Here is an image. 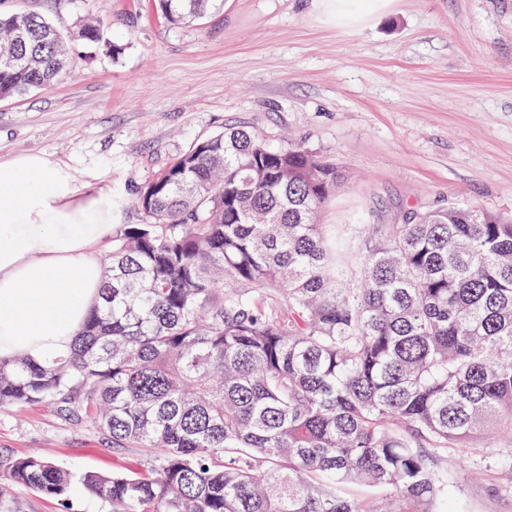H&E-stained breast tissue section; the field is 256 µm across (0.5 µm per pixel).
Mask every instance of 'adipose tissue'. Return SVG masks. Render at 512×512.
I'll list each match as a JSON object with an SVG mask.
<instances>
[{"label": "adipose tissue", "mask_w": 512, "mask_h": 512, "mask_svg": "<svg viewBox=\"0 0 512 512\" xmlns=\"http://www.w3.org/2000/svg\"><path fill=\"white\" fill-rule=\"evenodd\" d=\"M112 202L42 154L0 160V358L69 354L103 286Z\"/></svg>", "instance_id": "adipose-tissue-1"}]
</instances>
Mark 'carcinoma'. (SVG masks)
I'll return each mask as SVG.
<instances>
[{"mask_svg":"<svg viewBox=\"0 0 512 512\" xmlns=\"http://www.w3.org/2000/svg\"><path fill=\"white\" fill-rule=\"evenodd\" d=\"M195 23L217 0H154ZM97 43L100 25L67 29ZM62 26L0 12V100L67 73ZM335 161L244 128L144 183L69 356L0 360V408L89 415L149 462L80 482L112 512H441L430 448L512 426V214L450 203L400 224H322ZM50 496L75 477L12 458ZM361 484L389 492L352 498Z\"/></svg>","mask_w":512,"mask_h":512,"instance_id":"1","label":"carcinoma"}]
</instances>
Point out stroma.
<instances>
[{
    "mask_svg": "<svg viewBox=\"0 0 512 512\" xmlns=\"http://www.w3.org/2000/svg\"><path fill=\"white\" fill-rule=\"evenodd\" d=\"M102 41L70 45L56 86L0 102V160L41 153L89 193L132 198L192 144L240 126L299 142L349 179L325 224H395L408 209L468 203L512 212V0H390L354 24L311 0H223L173 26L150 0H0ZM47 457L78 478L145 462L91 419L35 404L0 409V462ZM445 512H512V430L491 448H437ZM0 512H112L73 483L15 486Z\"/></svg>",
    "mask_w": 512,
    "mask_h": 512,
    "instance_id": "obj_1",
    "label": "stroma"
}]
</instances>
